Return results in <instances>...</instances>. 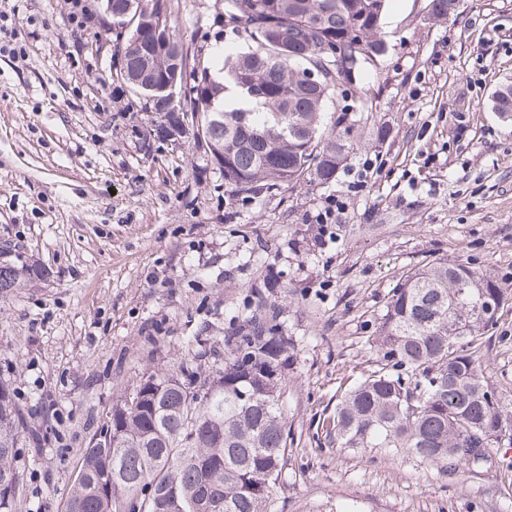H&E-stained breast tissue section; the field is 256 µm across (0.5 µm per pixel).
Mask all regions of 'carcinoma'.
<instances>
[{"label": "carcinoma", "mask_w": 512, "mask_h": 512, "mask_svg": "<svg viewBox=\"0 0 512 512\" xmlns=\"http://www.w3.org/2000/svg\"><path fill=\"white\" fill-rule=\"evenodd\" d=\"M379 2L375 9L371 0H223L214 25L246 49L229 44L207 55L166 35L164 6L154 0H102L103 30L124 38V50L112 51L110 76L143 99L162 133L179 125L180 113H192L204 130L198 146L233 199L306 180L328 184L360 149L338 130L356 119L340 112L324 128L320 109L340 89L299 73L318 62L323 41L356 25L380 31L386 0ZM356 57L358 109L371 112L380 78L363 48ZM175 71L190 92L176 110L156 93ZM230 84L257 108L223 107ZM491 102L495 113L512 115V85L494 91ZM29 276L0 262V293L27 287ZM253 296L249 313L224 330V369L215 377L201 378L206 352L199 351L176 375L142 377L131 390L137 404L124 399L112 407L84 450L66 512H124L135 496L140 512H273L288 462L289 342L275 306L259 290ZM494 297L495 314H475L482 299ZM511 300L494 276L444 258L404 276L367 337L377 368L344 393L327 421L328 441L407 453L443 473H477L512 431V413L482 369L485 336ZM200 390L207 394L201 400ZM25 429L0 385V512H13L14 448Z\"/></svg>", "instance_id": "obj_1"}]
</instances>
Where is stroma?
<instances>
[{
  "label": "stroma",
  "instance_id": "obj_1",
  "mask_svg": "<svg viewBox=\"0 0 512 512\" xmlns=\"http://www.w3.org/2000/svg\"><path fill=\"white\" fill-rule=\"evenodd\" d=\"M93 0H0V257L40 271L0 296V382L25 414L14 512H65L113 405L198 342L224 366V328L254 286L280 310L294 438L274 512H512V435L460 480L403 455L329 444L342 393L373 369L366 344L409 272L445 258L512 289V0H388L363 147L331 184L229 202L192 134L158 135L96 53ZM218 0H166L173 34L214 46ZM342 202L327 226L315 217ZM483 370L512 410V304Z\"/></svg>",
  "mask_w": 512,
  "mask_h": 512
}]
</instances>
